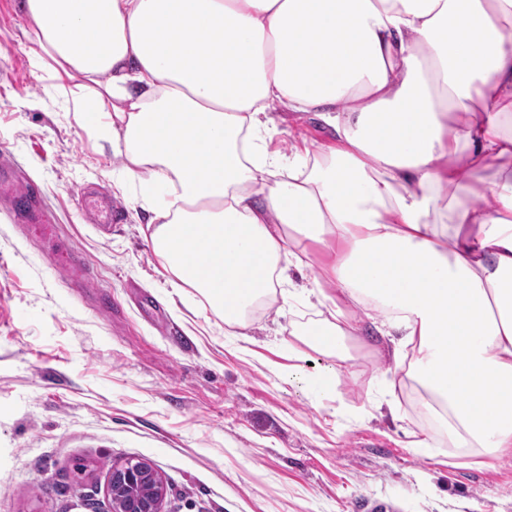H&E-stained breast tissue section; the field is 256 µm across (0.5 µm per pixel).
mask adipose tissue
Listing matches in <instances>:
<instances>
[{"label": "adipose tissue", "instance_id": "ef3b65f1", "mask_svg": "<svg viewBox=\"0 0 512 512\" xmlns=\"http://www.w3.org/2000/svg\"><path fill=\"white\" fill-rule=\"evenodd\" d=\"M29 39L123 141L155 254L225 325L268 297L344 358L373 326L447 410L512 449V0H22ZM334 136L271 150L273 106ZM331 261L297 287L302 241ZM209 260L195 268V256Z\"/></svg>", "mask_w": 512, "mask_h": 512}]
</instances>
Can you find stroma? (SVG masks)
I'll return each mask as SVG.
<instances>
[{
    "label": "stroma",
    "mask_w": 512,
    "mask_h": 512,
    "mask_svg": "<svg viewBox=\"0 0 512 512\" xmlns=\"http://www.w3.org/2000/svg\"><path fill=\"white\" fill-rule=\"evenodd\" d=\"M25 28L20 0H0V161L91 280L75 285L0 199V512H110L108 475L131 458L164 477V512H512V451L450 449L385 339L339 361L290 334L319 308L279 302L229 336L202 297L174 293L123 157ZM271 116L275 148L331 141L308 115ZM88 189L120 210L110 230L83 212ZM328 365L336 389L319 398L306 381Z\"/></svg>",
    "instance_id": "stroma-1"
}]
</instances>
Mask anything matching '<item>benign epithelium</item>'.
Here are the masks:
<instances>
[{
	"label": "benign epithelium",
	"mask_w": 512,
	"mask_h": 512,
	"mask_svg": "<svg viewBox=\"0 0 512 512\" xmlns=\"http://www.w3.org/2000/svg\"><path fill=\"white\" fill-rule=\"evenodd\" d=\"M152 479L160 487L154 498L143 499L139 496L141 485ZM164 482L156 468L126 464L112 469L109 475L107 494L112 505V512H162L164 499Z\"/></svg>",
	"instance_id": "obj_1"
}]
</instances>
